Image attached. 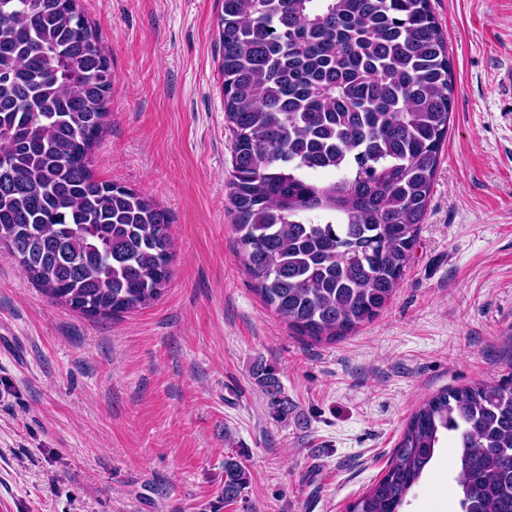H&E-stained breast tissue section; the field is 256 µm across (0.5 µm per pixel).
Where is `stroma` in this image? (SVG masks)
Here are the masks:
<instances>
[{"label":"stroma","instance_id":"35a3bbf8","mask_svg":"<svg viewBox=\"0 0 512 512\" xmlns=\"http://www.w3.org/2000/svg\"><path fill=\"white\" fill-rule=\"evenodd\" d=\"M431 4L455 90L425 221L388 306L319 342L265 305L233 231L222 0H80L112 58L93 173L168 211L174 257L157 301L90 320L0 250V512H346L422 398L512 374V0ZM456 462L437 449L405 512H455ZM254 375L256 376L255 379L257 380V383L270 397V404L273 408H276L277 412H280L283 415H288V401L279 397L281 390L274 370L261 365L256 368ZM249 483L246 466L235 457L224 460V501L238 498Z\"/></svg>","mask_w":512,"mask_h":512}]
</instances>
